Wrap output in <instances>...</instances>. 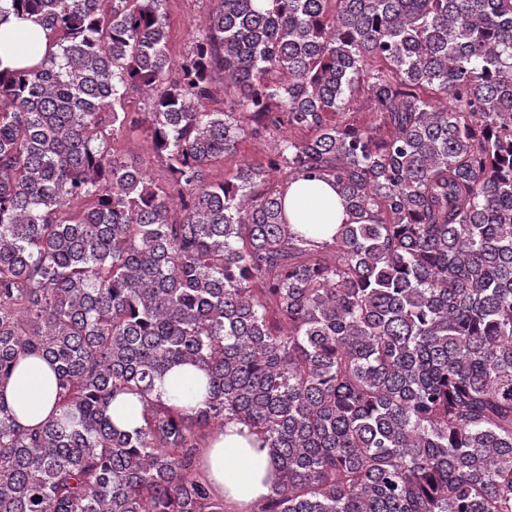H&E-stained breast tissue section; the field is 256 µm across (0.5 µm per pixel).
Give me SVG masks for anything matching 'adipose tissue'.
<instances>
[{"label":"adipose tissue","instance_id":"obj_1","mask_svg":"<svg viewBox=\"0 0 512 512\" xmlns=\"http://www.w3.org/2000/svg\"><path fill=\"white\" fill-rule=\"evenodd\" d=\"M44 43L43 30L33 21L16 16L0 24V69L31 66L34 55L25 54L23 40ZM289 224L300 231L315 230L319 240L334 238L341 224L350 219L335 185L297 180L285 195ZM0 400L10 406L20 425L44 422L55 407V375L42 357L31 356L14 369L9 382L0 387ZM201 475L233 512H256L270 494L275 468L266 450L256 448L254 437L243 423L228 421L222 433L211 440L202 454Z\"/></svg>","mask_w":512,"mask_h":512}]
</instances>
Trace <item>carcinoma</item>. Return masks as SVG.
Listing matches in <instances>:
<instances>
[{
    "mask_svg": "<svg viewBox=\"0 0 512 512\" xmlns=\"http://www.w3.org/2000/svg\"><path fill=\"white\" fill-rule=\"evenodd\" d=\"M163 2L0 0L50 46L0 75V382L57 386L35 428L0 401V512H231L199 475L229 419L259 512H512V0H215L178 60ZM140 128L158 181L112 146ZM298 179L338 187L333 242ZM182 365L194 408L152 397ZM281 135L278 133H274L271 135H267L266 138L245 142L240 147L241 155L248 158H261L267 156L271 151L275 150L277 146H279V140ZM288 223L299 231L316 230V237L331 241L341 224L350 220L336 186L327 182L297 180L285 195ZM143 405L135 398L118 397L110 406L112 421L123 430L131 431L142 423Z\"/></svg>",
    "mask_w": 512,
    "mask_h": 512,
    "instance_id": "1",
    "label": "carcinoma"
}]
</instances>
